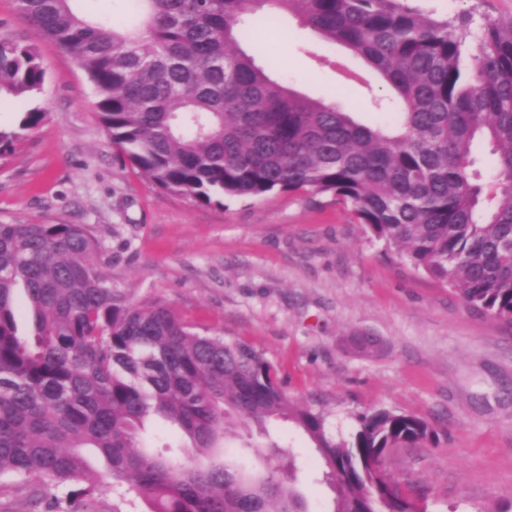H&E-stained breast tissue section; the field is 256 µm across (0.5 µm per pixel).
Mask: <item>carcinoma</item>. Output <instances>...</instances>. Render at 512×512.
I'll use <instances>...</instances> for the list:
<instances>
[{"mask_svg":"<svg viewBox=\"0 0 512 512\" xmlns=\"http://www.w3.org/2000/svg\"><path fill=\"white\" fill-rule=\"evenodd\" d=\"M73 0H16L69 53L96 93V116L124 164L200 204L310 190L351 208L366 232L474 309L512 323V18L475 42L455 20L409 0H133L135 22L90 21ZM287 12L360 58L397 102L391 127L273 80L240 47L248 16ZM46 72L36 49L0 39V95L32 98ZM34 107L7 147L37 128ZM494 156V181L474 145ZM84 224L0 223V475L35 478L46 512H88L107 480L112 512H311L290 451L253 449L248 476L224 456L198 462L250 425L283 418L314 444L330 512H420L380 469L391 448L433 431L419 416L373 409L347 439L281 389L249 344L194 333L164 302L134 303L99 269ZM34 318L19 336L16 294ZM176 424L188 461L141 447L153 419ZM62 509L52 490L71 483Z\"/></svg>","mask_w":512,"mask_h":512,"instance_id":"cac0c4a2","label":"carcinoma"}]
</instances>
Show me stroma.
Returning <instances> with one entry per match:
<instances>
[{
	"label": "stroma",
	"mask_w": 512,
	"mask_h": 512,
	"mask_svg": "<svg viewBox=\"0 0 512 512\" xmlns=\"http://www.w3.org/2000/svg\"><path fill=\"white\" fill-rule=\"evenodd\" d=\"M434 18L472 16L473 30L512 16V0H414ZM251 18L247 52L286 59L272 79L339 105L359 123L390 125L373 106L389 90L343 47L287 14ZM36 48L46 70L30 100L0 99V223L85 224L102 270L135 302L160 299L194 331L260 351L296 402H317L326 427L348 438L359 413L384 408L426 419L432 438L391 449L383 468L420 512H490L512 497V324L468 308L459 294L412 268L367 233L333 197L273 192L205 206L151 185L125 167L96 118L84 71L0 0V37ZM45 114L17 134L21 111ZM367 333L382 343L364 357L345 346ZM291 449L311 512L333 492L318 454L292 422L269 420L227 445L251 464V446Z\"/></svg>",
	"instance_id": "35a3bbf8"
}]
</instances>
